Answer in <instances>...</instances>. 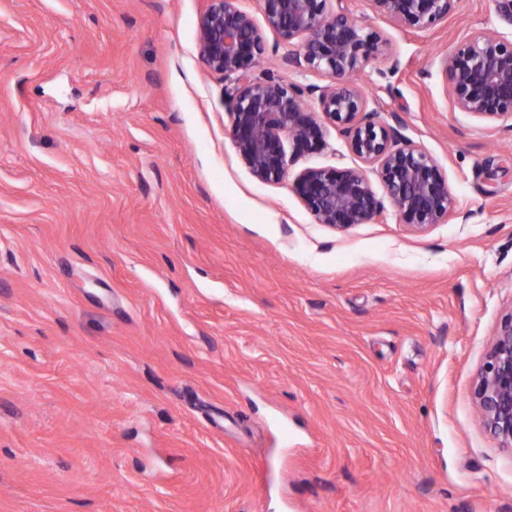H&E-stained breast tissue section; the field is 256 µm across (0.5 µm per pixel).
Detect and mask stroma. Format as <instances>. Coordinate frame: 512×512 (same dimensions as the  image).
<instances>
[{
  "label": "stroma",
  "instance_id": "obj_1",
  "mask_svg": "<svg viewBox=\"0 0 512 512\" xmlns=\"http://www.w3.org/2000/svg\"><path fill=\"white\" fill-rule=\"evenodd\" d=\"M207 7L0 0V512H512L473 400L512 313V122L458 111L440 68L512 24L495 0L426 31L330 0L388 40L356 81L456 199L423 230L392 208L339 230L293 183L359 159L327 124L254 177ZM261 33L259 71L336 85Z\"/></svg>",
  "mask_w": 512,
  "mask_h": 512
}]
</instances>
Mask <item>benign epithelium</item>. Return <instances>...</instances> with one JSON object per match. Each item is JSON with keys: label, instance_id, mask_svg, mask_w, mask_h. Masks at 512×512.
Listing matches in <instances>:
<instances>
[{"label": "benign epithelium", "instance_id": "obj_1", "mask_svg": "<svg viewBox=\"0 0 512 512\" xmlns=\"http://www.w3.org/2000/svg\"><path fill=\"white\" fill-rule=\"evenodd\" d=\"M328 0H260L266 25L288 45V64L328 70L340 82L331 89L304 88L267 74L253 75L265 54L263 37L238 0H209L198 19L202 63L233 79L224 90L232 118L231 136L252 174L282 180L303 152L323 143V122L339 127L361 167L308 169L294 183L317 223L337 229L365 224L395 207L417 230L440 223L456 201L434 158L376 119L350 76L371 58L388 53L387 40L367 32L351 16L327 9ZM387 21L428 30L453 14L460 0H371ZM455 107L479 119L512 118V37L495 30L473 32L440 61ZM318 94V112L305 111V96ZM293 142L287 154L284 139ZM386 195L372 189L368 171ZM485 430L498 448L512 453V312L498 324L473 382Z\"/></svg>", "mask_w": 512, "mask_h": 512}]
</instances>
